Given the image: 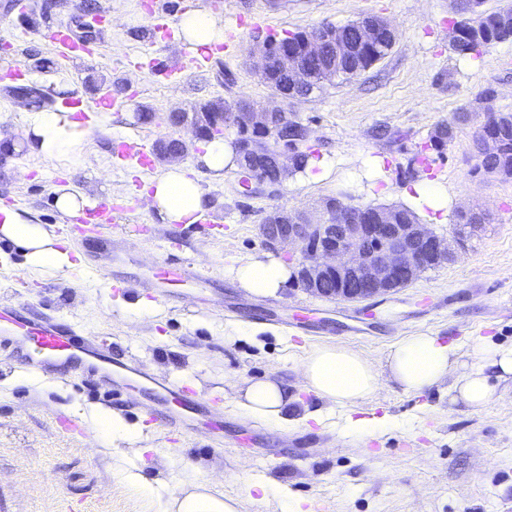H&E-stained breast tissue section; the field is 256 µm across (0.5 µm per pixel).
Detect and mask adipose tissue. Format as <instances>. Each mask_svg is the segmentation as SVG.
<instances>
[{"label": "adipose tissue", "mask_w": 512, "mask_h": 512, "mask_svg": "<svg viewBox=\"0 0 512 512\" xmlns=\"http://www.w3.org/2000/svg\"><path fill=\"white\" fill-rule=\"evenodd\" d=\"M178 34L191 47L213 46L223 42L224 24L207 11L191 9L181 15ZM110 120V113L102 112L95 124L87 125L77 119L72 109H36L27 117L24 145L44 160L65 159L77 164L94 129L105 127ZM142 196L167 224H194L211 209L195 170L180 165L170 166L150 180ZM400 197L406 207L420 215L428 211L443 215L448 212V194L433 180L423 179L405 186ZM0 240L12 244L24 265L32 270L65 274L75 268L69 256L71 248L63 238L33 222L26 213L10 209L0 213ZM289 279L288 267L268 255L249 258L234 270L238 286L254 296H277ZM386 365L391 379L412 393L428 390L451 370H460L459 397L471 405L482 406L496 395V388L485 373L486 367H495L500 377H512V347L484 345L464 361L454 344L417 333L392 345ZM301 372L306 387L330 404L354 405L372 398L379 389V375L372 361L346 346L315 348L306 356ZM291 402L287 389L279 383L259 380L245 388L237 405L254 420L278 424L284 421ZM162 512H238V509L236 499L199 483L166 501Z\"/></svg>", "instance_id": "ef3b65f1"}]
</instances>
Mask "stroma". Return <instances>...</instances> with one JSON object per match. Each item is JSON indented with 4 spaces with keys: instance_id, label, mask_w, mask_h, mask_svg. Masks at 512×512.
<instances>
[{
    "instance_id": "35a3bbf8",
    "label": "stroma",
    "mask_w": 512,
    "mask_h": 512,
    "mask_svg": "<svg viewBox=\"0 0 512 512\" xmlns=\"http://www.w3.org/2000/svg\"><path fill=\"white\" fill-rule=\"evenodd\" d=\"M73 0H0V140L18 150L0 153V200H17L43 224L72 225L52 205V191L71 185L99 204H123L124 223L143 225L139 237L113 236L107 251L81 249L83 264H106L127 283L114 294L99 274L38 277L12 246L0 242V304L18 302L34 315L72 325L85 337L111 335L113 347L147 364L160 380L196 389L215 401L224 432L184 436L150 423L145 398L108 393L78 376L50 378L21 365H0V512H158L156 500L126 480L140 474L157 498L180 495L203 482L238 499L239 512H512V380L486 373L497 388L481 407L456 400L451 373L439 385L406 393L381 378L377 394L353 406L321 401L304 385L301 364L323 345H344L382 364L400 339L427 332L467 354L493 344L512 347V179L472 173L473 124H460L453 143L425 176L441 182L454 207L480 205L492 223L468 233L452 263L420 274L406 287L364 302L311 295L295 284L275 297L238 288L230 270L264 247L258 223L275 207L314 210L332 197L353 205L400 204L399 190L418 146L440 121L487 105L512 112V42L482 57L459 56L448 38L451 0H97L111 24L96 38L101 54L58 61L47 31L72 10ZM161 5L170 24L192 8L224 20L222 50L178 83L162 72L188 51L180 39L150 41L142 33ZM366 15L396 29L391 53L360 76L336 80L296 115L311 131L316 155L335 162L330 178L289 176L279 195H242L238 171L223 179L200 173L212 208L195 227L162 223L140 192L152 171L127 167L123 140L148 145L169 134L167 116L221 98L264 102L271 90L245 63L254 35L285 36L323 22L345 25ZM157 73L140 69L144 53ZM54 61L49 70L34 60ZM41 86L52 107H77L92 120L100 96L132 97L95 131L79 166L46 162L23 148L27 103L21 88ZM383 159L382 168L368 160ZM188 260L205 282L161 296L151 288L156 263ZM155 314L135 315L138 300ZM270 378L296 401L284 425L246 418L237 387ZM118 413L141 432L138 441L104 442L60 433L57 418L91 427L92 409ZM377 423L356 436L348 419Z\"/></svg>"
}]
</instances>
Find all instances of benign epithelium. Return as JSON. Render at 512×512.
<instances>
[{"instance_id":"1","label":"benign epithelium","mask_w":512,"mask_h":512,"mask_svg":"<svg viewBox=\"0 0 512 512\" xmlns=\"http://www.w3.org/2000/svg\"><path fill=\"white\" fill-rule=\"evenodd\" d=\"M385 32L396 37L384 19L374 16L358 24L354 43L337 27L309 30L293 46L255 41L250 61L260 79L266 80L274 70L288 78L290 86L289 91L237 113L240 123L256 131L247 147L248 158L269 161L275 169L273 177L256 180V189L269 196L280 194L294 149L302 147L292 137L298 123L292 94L307 80L303 60L319 56L325 46L333 48L339 59L353 46L375 45ZM196 116L195 112L184 113L175 128L188 129L200 140L205 131ZM259 234L269 250L286 246L298 250L294 259L298 286L315 296L340 301H363L388 293L417 278L424 266L454 258L453 241L427 224H399L389 211L353 212L339 202L325 204L316 219L304 212L274 208L263 216Z\"/></svg>"}]
</instances>
